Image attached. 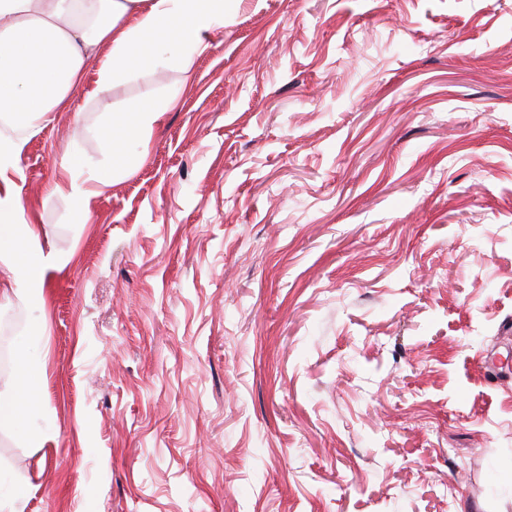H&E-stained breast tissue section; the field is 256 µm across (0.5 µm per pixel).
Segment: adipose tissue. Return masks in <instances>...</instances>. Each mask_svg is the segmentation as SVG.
<instances>
[{
    "instance_id": "1",
    "label": "adipose tissue",
    "mask_w": 512,
    "mask_h": 512,
    "mask_svg": "<svg viewBox=\"0 0 512 512\" xmlns=\"http://www.w3.org/2000/svg\"><path fill=\"white\" fill-rule=\"evenodd\" d=\"M224 25V0H0V263L8 291L33 306L45 302V272L59 259L39 243L37 226L10 178L28 139L82 82L96 73V93L134 71L188 65ZM111 46L99 57L101 46ZM165 104L115 112L101 129L113 155L151 131ZM29 378L0 389V428L16 425L33 403Z\"/></svg>"
}]
</instances>
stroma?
<instances>
[{
    "label": "stroma",
    "instance_id": "35a3bbf8",
    "mask_svg": "<svg viewBox=\"0 0 512 512\" xmlns=\"http://www.w3.org/2000/svg\"><path fill=\"white\" fill-rule=\"evenodd\" d=\"M18 161L17 512H512V0H227ZM165 101L116 171L109 113ZM84 179L88 215L68 186Z\"/></svg>",
    "mask_w": 512,
    "mask_h": 512
}]
</instances>
